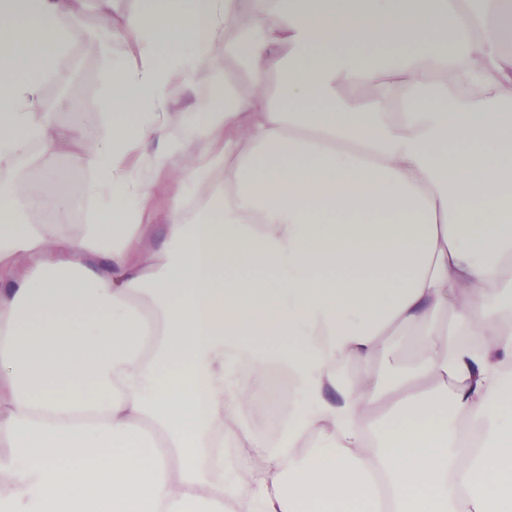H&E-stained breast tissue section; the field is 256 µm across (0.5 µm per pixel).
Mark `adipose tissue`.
I'll use <instances>...</instances> for the list:
<instances>
[{"instance_id": "obj_1", "label": "adipose tissue", "mask_w": 512, "mask_h": 512, "mask_svg": "<svg viewBox=\"0 0 512 512\" xmlns=\"http://www.w3.org/2000/svg\"><path fill=\"white\" fill-rule=\"evenodd\" d=\"M81 3L0 6L1 167L83 137L41 106ZM125 28L93 223L0 194V512H512V0H139ZM219 48L250 93L171 125ZM175 180L203 191L157 211ZM401 332L420 391L346 375ZM273 342L319 402L275 440L244 417ZM179 85L183 87V90L176 98L172 112H169V118L176 124H179L183 117H188V112H192L197 97L203 94L208 87L205 83H186L182 77H179Z\"/></svg>"}]
</instances>
